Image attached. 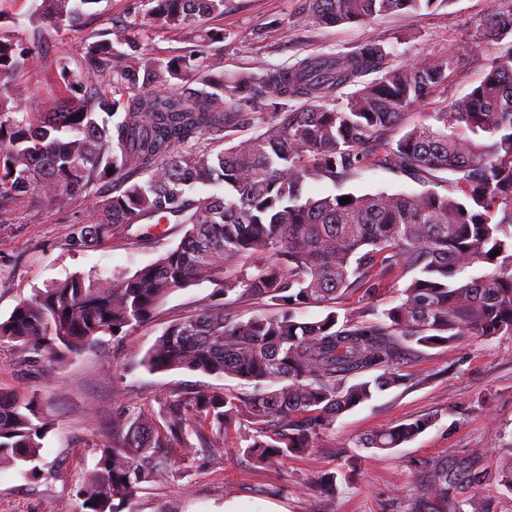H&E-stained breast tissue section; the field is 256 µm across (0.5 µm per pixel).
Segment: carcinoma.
Listing matches in <instances>:
<instances>
[{
  "mask_svg": "<svg viewBox=\"0 0 512 512\" xmlns=\"http://www.w3.org/2000/svg\"><path fill=\"white\" fill-rule=\"evenodd\" d=\"M162 26L188 40L219 41L207 21L224 0H151ZM294 24L359 23L430 9L440 0H304ZM98 0H41L38 19L74 26ZM479 36L499 45L482 81L418 123L406 110L446 85L452 54L399 66L377 42L346 54L308 56L290 67L232 78H200L191 57L151 58L126 28L84 43L86 72L47 112H26L0 98V198L41 193L52 205L105 183L112 195L97 220L69 224L81 252L108 234L176 246L129 275L75 274L23 299L0 321V345L63 359L152 319L177 289L209 282L210 299L168 323L141 364L151 372L188 370L248 387L191 394L171 391L155 412L128 401L112 414V444L98 449L78 490L80 512H134L140 484L172 472L169 449L183 460L237 449L263 468L317 448L344 413L378 392L410 388L402 370L416 348L465 336L512 335V0H495ZM33 49L0 33V78L27 69ZM376 73L365 82L362 77ZM353 85L346 100L336 91ZM139 90L131 96L129 91ZM304 104L288 108V102ZM260 132L218 152V140L242 125ZM419 183L445 172L446 192L305 195L310 181L343 183L368 167ZM198 184L221 191L196 195ZM405 279L388 307L374 301L386 280ZM358 296L363 308L347 300ZM260 301L243 318L234 308ZM324 310L307 321L304 311ZM426 416L353 440L372 455L408 443L433 425ZM51 431L35 397L0 391V467L36 473ZM495 481L512 491V454L495 468L441 465L419 483L415 509L457 512L449 491Z\"/></svg>",
  "mask_w": 512,
  "mask_h": 512,
  "instance_id": "1",
  "label": "carcinoma"
}]
</instances>
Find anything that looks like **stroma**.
<instances>
[{"mask_svg": "<svg viewBox=\"0 0 512 512\" xmlns=\"http://www.w3.org/2000/svg\"><path fill=\"white\" fill-rule=\"evenodd\" d=\"M40 0H0V31L35 47V63L21 73L31 92L18 101L22 112H41L62 95L56 76L60 61L78 57L84 42L104 39L114 22H124L143 53L157 59L193 56L202 70L233 77L244 72L290 66L324 52L348 53L375 41L398 65L423 55L456 51L460 61L448 78L447 93L410 109L403 125L418 122L446 99L467 94L484 77L494 43L475 32L493 0H449L420 12L364 23L295 26L303 0H224V12L209 28L223 31L220 42L184 40L155 21L149 0H97L91 19L58 29L32 22ZM423 186L384 168L362 170L343 192L374 194L419 192ZM111 186L74 197L62 209L32 193L6 201L7 223H0V317L35 290L74 274L111 276L134 273L176 245V238L141 241L106 236L83 252L65 241L70 224L96 220ZM214 290L203 282L172 292L149 322L119 339L103 337L92 349L61 361L30 360L18 349L0 346V389L35 394L53 430L44 442L40 472L0 471V512H79L77 489L96 462V448L111 444L112 414L127 401L158 409L172 390L190 392L215 385L213 377L185 370L153 373L139 361L171 320L193 313ZM424 376L423 384L377 394L343 414L333 432L318 440L315 451L289 458L276 469L254 466L237 450L236 437L225 439L223 454L197 456L186 462L172 449L181 467L175 477L143 484L134 499L137 512H411L424 470L441 464L447 454L457 462L491 466L512 452V336L483 339L467 336L456 343L425 350L403 366ZM433 416L436 423L413 441L374 456L353 447L352 440L381 429ZM345 466L334 495L314 488L323 473Z\"/></svg>", "mask_w": 512, "mask_h": 512, "instance_id": "35a3bbf8", "label": "stroma"}]
</instances>
